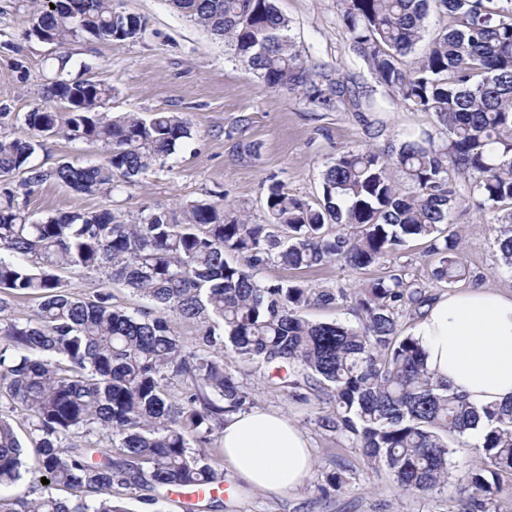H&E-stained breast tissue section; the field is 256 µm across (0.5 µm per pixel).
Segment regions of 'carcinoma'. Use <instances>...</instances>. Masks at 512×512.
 I'll list each match as a JSON object with an SVG mask.
<instances>
[{
  "mask_svg": "<svg viewBox=\"0 0 512 512\" xmlns=\"http://www.w3.org/2000/svg\"><path fill=\"white\" fill-rule=\"evenodd\" d=\"M212 36L227 41L270 93L322 97L325 74L290 36L275 0H169ZM29 35L63 49L80 40L135 42L147 20L114 0H23ZM55 8H50V5ZM352 50L403 106L434 114L445 137H409L380 153L351 150L322 174V198L310 204L274 182L266 219L216 200L146 206L125 216L106 206L35 219L0 194V398L19 407L33 444L36 481L14 488L26 468L10 415L0 413V512H129L128 493L156 502L172 488L224 482L208 452L224 417L246 410L251 393L224 367L232 352L274 372V388L302 400L326 385L333 405L319 426L383 464L410 493L448 482L457 452L448 436L483 428L479 461L464 476L458 512H488L512 476V406L478 410L433 379L415 336L432 299L427 287L394 273L352 294L296 281L264 284L255 269L271 262L303 270L342 261L365 269L408 239L428 241L432 277L453 286L467 279L457 235L445 225L462 199L509 207L496 243L512 267V0H342ZM433 12L452 24L416 53ZM71 57H56L47 97L59 107L24 116L27 134L0 131V179L22 175L28 192L48 180L77 192L112 197L153 171L157 161L193 139L188 119L155 112L111 118L100 111L113 88L67 79ZM95 145L103 163H31L41 138ZM467 176L462 194L453 174ZM238 255L244 262H233ZM65 273L91 275L94 288L69 290ZM121 283L145 301L129 312L114 302ZM37 308L16 318L13 299ZM350 300L360 325L314 322L311 306ZM197 328L187 347L170 317ZM188 388L170 393L172 381ZM71 494L61 498L56 490Z\"/></svg>",
  "mask_w": 512,
  "mask_h": 512,
  "instance_id": "cac0c4a2",
  "label": "carcinoma"
}]
</instances>
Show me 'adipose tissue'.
I'll list each match as a JSON object with an SVG mask.
<instances>
[{
  "instance_id": "obj_1",
  "label": "adipose tissue",
  "mask_w": 512,
  "mask_h": 512,
  "mask_svg": "<svg viewBox=\"0 0 512 512\" xmlns=\"http://www.w3.org/2000/svg\"><path fill=\"white\" fill-rule=\"evenodd\" d=\"M414 334L433 378L471 406L512 402V292L478 286L436 295L416 319ZM222 446L235 477L269 494L296 489L312 472L307 438L275 411L228 415Z\"/></svg>"
}]
</instances>
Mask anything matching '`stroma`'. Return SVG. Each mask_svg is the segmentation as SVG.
<instances>
[{"label":"stroma","mask_w":512,"mask_h":512,"mask_svg":"<svg viewBox=\"0 0 512 512\" xmlns=\"http://www.w3.org/2000/svg\"><path fill=\"white\" fill-rule=\"evenodd\" d=\"M122 10L144 16L146 31L135 42H80L70 45L72 74H88L112 84L106 109L112 114L175 112L190 121V144L164 165L127 188L117 199L122 213L141 208L193 201L220 191L225 202L243 207L253 222L265 220V193L278 181L297 197L315 201L322 191V172L337 154L363 148L399 146L408 134L436 131L434 115L387 102L367 65L350 49L341 21L340 0H277L290 22V35L330 81L352 82L370 91L373 109H357L351 101L332 98L314 106L296 94L273 95L252 77L230 46L174 12L168 0H120ZM29 18L19 0H0V108L14 121L8 130L26 132L23 117L43 104V92L53 76L56 47L30 38ZM97 164L100 151L61 138L45 142L34 163L51 167L61 161ZM106 197L80 194L48 182L26 199L34 217L67 211H94ZM499 214L460 203L452 215L462 236L469 269L465 287L512 290V269L504 266L495 245ZM427 243L407 241L379 264L355 270L341 264L288 270L269 263L256 272L266 284L302 280L310 288L351 291L367 280L405 270L408 278L426 282L431 293L448 292L447 284L431 278ZM255 407L285 415L307 436L314 452L310 477L297 490L271 496L257 490L224 497L212 509L199 499L194 512H456L458 486L473 459L471 452L451 458L448 484L441 491L416 495L393 483L387 469L367 461L342 437L321 429L317 420L327 405L317 397L301 401L272 391L262 373L246 380ZM348 467L342 489L325 490V476L337 462Z\"/></svg>","instance_id":"1"}]
</instances>
